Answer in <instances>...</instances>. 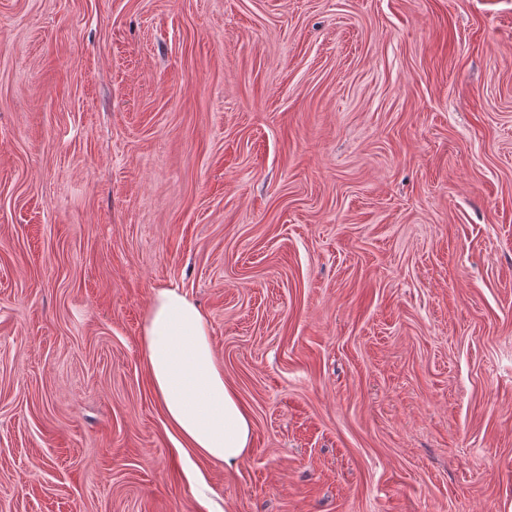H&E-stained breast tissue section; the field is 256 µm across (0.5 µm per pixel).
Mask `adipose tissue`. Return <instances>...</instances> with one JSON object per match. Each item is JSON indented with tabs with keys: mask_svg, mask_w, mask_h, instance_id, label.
I'll return each mask as SVG.
<instances>
[{
	"mask_svg": "<svg viewBox=\"0 0 512 512\" xmlns=\"http://www.w3.org/2000/svg\"><path fill=\"white\" fill-rule=\"evenodd\" d=\"M142 340L150 384L177 447L228 466L242 461L252 423L224 381L205 314L176 289H156Z\"/></svg>",
	"mask_w": 512,
	"mask_h": 512,
	"instance_id": "ef3b65f1",
	"label": "adipose tissue"
}]
</instances>
